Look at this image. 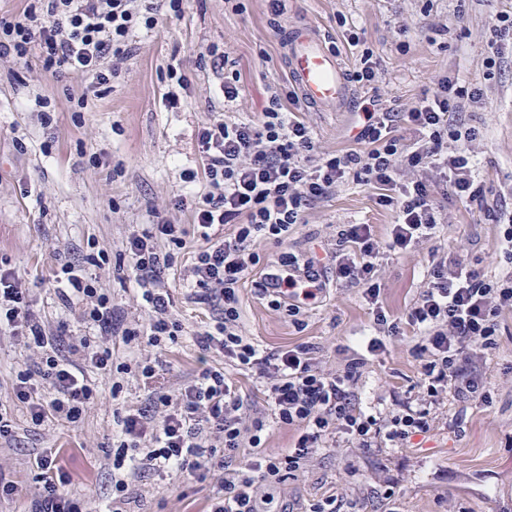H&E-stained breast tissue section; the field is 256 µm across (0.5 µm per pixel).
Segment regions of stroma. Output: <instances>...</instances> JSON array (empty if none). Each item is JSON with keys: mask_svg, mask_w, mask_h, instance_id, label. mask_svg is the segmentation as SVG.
Listing matches in <instances>:
<instances>
[{"mask_svg": "<svg viewBox=\"0 0 512 512\" xmlns=\"http://www.w3.org/2000/svg\"><path fill=\"white\" fill-rule=\"evenodd\" d=\"M242 5L236 12L224 0H189L184 18L163 16L154 29L136 30L134 56L100 98L88 96L85 76L56 79L35 63L0 58V266L28 278L34 308L47 328L64 321L72 333L86 334L74 310L56 295L52 275L64 261L81 263L91 244L109 258L100 278L113 304L128 321L148 324L150 313L123 257L125 240L158 216L192 223L189 203L207 187L202 181L183 183L179 174L201 164L198 127L217 119L260 118L275 82L287 78L284 36L294 21L318 24L344 61L352 59L349 32L373 49L378 80L371 89H355V103L373 99L379 108L405 112L446 73L480 87V108L465 109L460 117L480 129L474 150L489 205L512 214V52L496 66L487 64L493 24L498 14L512 10V0H288L280 16L272 15L267 0H242ZM212 46L227 54L223 70L199 57ZM171 64L179 65L190 82L188 97L173 110L163 106L172 88ZM228 75L243 90L231 104L220 89ZM43 98L53 107L47 123L39 105ZM301 117L317 151L352 146L354 114L308 107ZM179 198L186 207L175 208ZM441 205L444 222L436 238L400 254L385 253L379 261V301L391 318H400L418 297L432 251L464 260L491 279L512 270L502 254L504 225L453 196ZM306 219L285 243L260 239L253 244L260 262L240 292L242 329L269 352L318 345L323 367L339 370L373 331L359 286L337 282L334 271L326 270L325 290L295 320L273 310L252 283L283 253L306 259L334 252L345 224L370 225L375 238L385 241L394 214L377 204L373 188L351 181L309 209ZM188 275L185 264L164 275L187 334L168 351L142 346V355L157 360L155 379L97 377L99 394L74 427L51 423L29 429L22 407L8 400L20 349L0 335V406L16 433L12 443H0V469L19 485L15 495L0 499V512H27L38 491L30 461L45 448L58 450L60 465L71 475L67 492L96 506L111 503L117 403L136 406L150 391L178 390L200 369L189 332L199 326L205 307L190 299ZM411 346L409 337L392 336L370 358L358 390L364 410L384 412L420 398L419 362ZM481 368L486 401L463 407L441 395L433 431L412 437L406 449L358 448L337 436L335 447L315 456L304 473L263 483L261 503L270 512L284 505L311 512L333 494L358 512H512V308L502 311L497 345L486 352ZM116 381L122 390L115 397ZM216 488L211 479L190 484L173 472L147 473L130 487V508L204 512Z\"/></svg>", "mask_w": 512, "mask_h": 512, "instance_id": "stroma-1", "label": "stroma"}]
</instances>
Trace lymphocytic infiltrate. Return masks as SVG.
<instances>
[{
    "label": "lymphocytic infiltrate",
    "mask_w": 512,
    "mask_h": 512,
    "mask_svg": "<svg viewBox=\"0 0 512 512\" xmlns=\"http://www.w3.org/2000/svg\"><path fill=\"white\" fill-rule=\"evenodd\" d=\"M24 2L20 15L0 17V58L36 59L56 78L85 75L96 97L111 89L122 63L133 55L136 29L156 27L161 10L180 18L186 9V0ZM482 100L480 88L441 76L408 111L364 109L355 147L338 153H316L292 91L274 92L260 121L221 120L198 128L202 167L184 170L182 177L188 183L205 177L208 187L193 207L192 227L203 244L190 273L192 296L209 307L211 316L194 331L193 341L201 353L222 355L261 379L275 422L294 428L297 438L286 452L266 454L265 420L251 416L248 401L223 369L202 368L177 393L156 392L140 407L115 411L113 504L131 503L129 481L145 471L174 469L202 480L217 470L221 477L209 512H259L261 484L304 471L336 434L359 448H395L430 431L431 407L440 391L462 404L478 396L483 377L476 359L495 348L498 318L504 308H512V269L493 281L460 260L432 258L404 322L417 338L412 352L420 361L424 394L416 403L391 409L383 420L357 403L364 357L329 371L320 366L312 344L265 352L241 333L238 293L256 263L249 250L256 238L286 241L304 223L308 209L347 181L374 187L378 205L395 211L388 239L379 242L366 224L345 225L338 234L335 270L337 281L361 286L371 310L376 334L366 342L367 355L384 350L385 337L397 335L400 324L378 301L374 277L381 252H403L435 237L440 184L450 185L466 204L489 208L473 160L478 131L458 119L465 107ZM227 224L232 233L220 234ZM189 228L161 219L126 239L124 254L134 282L153 313L144 330L120 315L98 277L69 261L54 276L56 292L65 306L77 307L89 333L73 336L62 323L48 334L33 308L27 279L0 267V334L28 353L13 371L12 393L30 428L80 421L97 392L95 374L114 366L113 344L144 342L163 349L177 342L183 327L171 313L174 300L160 276L176 263ZM163 242L168 245L164 251L159 248ZM255 287L271 307L294 317L323 283L315 259L302 262L288 252ZM34 463L39 492L29 512H90L87 502L66 492L70 476L58 466L55 451H43Z\"/></svg>",
    "instance_id": "1"
}]
</instances>
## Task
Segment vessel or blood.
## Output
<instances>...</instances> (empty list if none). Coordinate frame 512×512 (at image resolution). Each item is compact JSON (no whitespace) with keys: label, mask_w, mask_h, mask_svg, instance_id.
Returning <instances> with one entry per match:
<instances>
[{"label":"vessel or blood","mask_w":512,"mask_h":512,"mask_svg":"<svg viewBox=\"0 0 512 512\" xmlns=\"http://www.w3.org/2000/svg\"><path fill=\"white\" fill-rule=\"evenodd\" d=\"M284 63L291 83L307 105L332 112L351 108L353 93L347 72L317 25H291Z\"/></svg>","instance_id":"vessel-or-blood-1"}]
</instances>
